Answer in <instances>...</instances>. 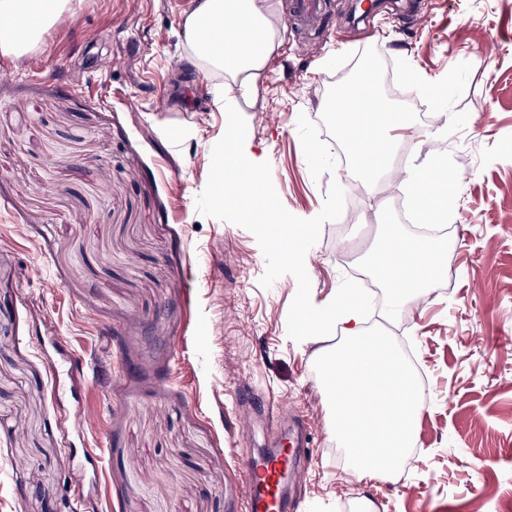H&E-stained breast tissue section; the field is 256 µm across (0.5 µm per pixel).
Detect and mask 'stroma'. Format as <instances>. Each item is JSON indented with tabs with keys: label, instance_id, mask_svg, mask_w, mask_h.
I'll use <instances>...</instances> for the list:
<instances>
[{
	"label": "stroma",
	"instance_id": "35a3bbf8",
	"mask_svg": "<svg viewBox=\"0 0 512 512\" xmlns=\"http://www.w3.org/2000/svg\"><path fill=\"white\" fill-rule=\"evenodd\" d=\"M317 35L290 22L239 136L268 161L288 212L317 216L331 181L376 208L325 222L305 267L323 302L371 277L388 232L410 235L395 178L436 158L454 190L448 267L399 338L423 372L420 447L397 478L358 482L316 373L296 341L286 274L268 288L247 229L198 213L224 134L223 78L185 58L195 0H73L75 13L21 58L0 56V512H72L73 464L98 460L88 512H238L235 471L308 418L297 512H512V0H413L352 23L330 0ZM375 96L423 126L393 145L401 167L363 178L329 93L365 57ZM314 122L338 160L312 177L297 128ZM83 356L79 399L53 393L47 332ZM101 425L65 448L61 415Z\"/></svg>",
	"mask_w": 512,
	"mask_h": 512
}]
</instances>
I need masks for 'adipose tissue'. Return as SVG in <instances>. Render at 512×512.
I'll return each instance as SVG.
<instances>
[{
	"mask_svg": "<svg viewBox=\"0 0 512 512\" xmlns=\"http://www.w3.org/2000/svg\"><path fill=\"white\" fill-rule=\"evenodd\" d=\"M267 0H198L184 21L187 58L198 67L224 75V105L236 111L239 100L250 98L268 63L277 54L282 38L266 11ZM71 0H0V54L19 57L38 44L45 32L71 12ZM210 32V41L200 38ZM341 128L360 129L352 140L355 168L365 176L382 167L397 130H409L405 113L394 111L382 99H375L373 111H345ZM217 161L224 175L225 192H235L242 179L254 177L248 196L250 215H266L270 199L258 176L263 162L247 144L237 140L225 145ZM437 173L436 164L409 174L415 191L407 194L408 207L422 215L436 217L448 208L437 193L426 190ZM448 241L443 237L410 238L395 236L375 258V273L390 290L388 315L410 296L429 301L436 291L438 275L446 264Z\"/></svg>",
	"mask_w": 512,
	"mask_h": 512,
	"instance_id": "adipose-tissue-1",
	"label": "adipose tissue"
}]
</instances>
